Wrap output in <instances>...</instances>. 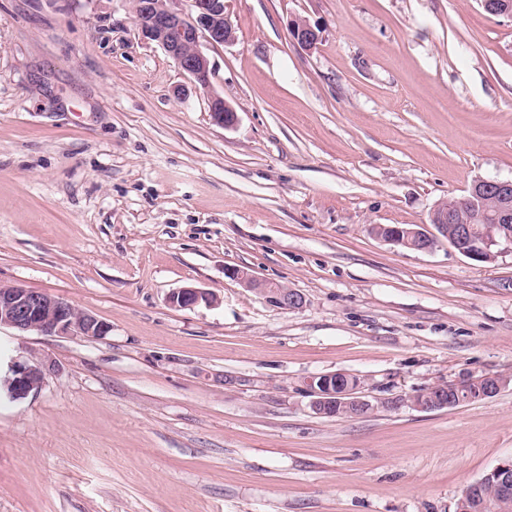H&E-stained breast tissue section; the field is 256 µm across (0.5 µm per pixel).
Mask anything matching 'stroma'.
I'll return each instance as SVG.
<instances>
[{"label":"stroma","instance_id":"35a3bbf8","mask_svg":"<svg viewBox=\"0 0 512 512\" xmlns=\"http://www.w3.org/2000/svg\"><path fill=\"white\" fill-rule=\"evenodd\" d=\"M205 93L130 0H0V284L107 323L0 328L54 365L0 399V512H455L512 458V246L417 252L479 179L512 180V17L480 0H224ZM323 32L306 51L289 25ZM295 289L283 310L231 272ZM192 286L219 302L172 307ZM345 373L374 409L315 414ZM499 375L436 411L407 395ZM396 408H388V401ZM208 107L215 123L224 127H230L236 122L237 113L235 109L228 104L221 95L210 93L208 97ZM448 202H442L431 216L430 224L434 232L386 224L388 227H380L382 230L378 237L385 242L419 252L433 251L442 241H448L462 255L480 262L491 260L494 257L493 247L502 241L512 244V236L508 231L505 238L496 236L494 232L477 233V224L470 223L468 218L462 216L458 218L456 212L448 207ZM448 224L452 225L451 234H448ZM343 373L324 374L311 378L306 383V393L312 397L310 407L315 414L322 416H359L373 410L374 406L370 401L357 396L351 389L356 388L357 380L350 376L347 379L348 386L338 390L340 377ZM347 409L349 415L339 410L336 406ZM335 409V413L332 411ZM339 410V411H338ZM337 412V413H336Z\"/></svg>","mask_w":512,"mask_h":512}]
</instances>
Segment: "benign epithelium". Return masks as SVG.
<instances>
[{
  "label": "benign epithelium",
  "mask_w": 512,
  "mask_h": 512,
  "mask_svg": "<svg viewBox=\"0 0 512 512\" xmlns=\"http://www.w3.org/2000/svg\"><path fill=\"white\" fill-rule=\"evenodd\" d=\"M180 2L182 0H132L134 20L143 37L160 45L195 86L207 90L211 85L212 69L201 49V41L211 45L229 44L235 39L234 27L224 10V0H190L187 10L180 6ZM290 33L294 42L306 50L315 48L322 39L320 29L302 19L291 23ZM208 107L215 123L230 127L236 122L237 112L221 95L210 94ZM480 188L504 197L512 193V181L477 180L468 193L473 194ZM431 224L432 232L421 228L384 227L379 238L419 252H430L446 241L462 255L480 262L491 260L493 247L501 242L512 244L509 234L501 238L493 232L477 233L476 225L469 219L457 216L455 211L442 204L434 210ZM231 275L278 308L298 310L304 305L303 296L292 288L260 279L241 269L233 270ZM201 302L212 306L218 299L193 287L181 288L170 296V304L180 309L192 308ZM1 326H9L20 333L76 334L89 338L104 336L110 331L108 324L63 298L20 286L0 285ZM53 368L54 364L41 360H14L5 375L0 376V393L13 401L24 399L42 387ZM340 377L341 374L332 373L307 381L305 390L312 397V411L332 416L339 406L348 410L349 415L359 416L373 410L370 401L347 387L340 388ZM491 476L496 479L498 489L494 503L483 500L478 480L466 486L462 499L476 501L482 508L512 502V461L497 465Z\"/></svg>",
  "instance_id": "benign-epithelium-1"
}]
</instances>
